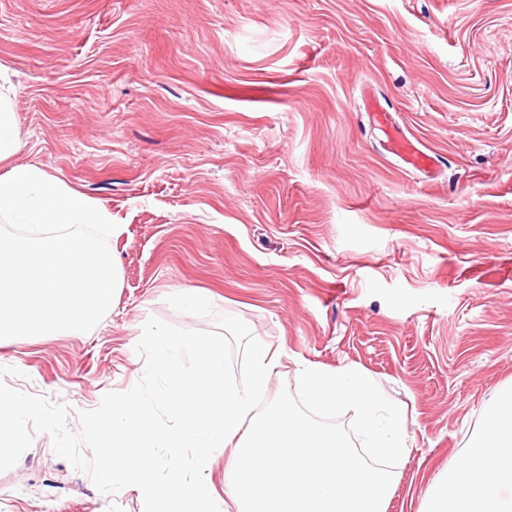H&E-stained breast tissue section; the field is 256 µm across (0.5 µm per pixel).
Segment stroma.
I'll use <instances>...</instances> for the list:
<instances>
[{"label": "stroma", "instance_id": "35a3bbf8", "mask_svg": "<svg viewBox=\"0 0 512 512\" xmlns=\"http://www.w3.org/2000/svg\"><path fill=\"white\" fill-rule=\"evenodd\" d=\"M34 165L105 207L120 286L90 332L0 341V381L79 411L141 377V326L222 315L300 365L354 367L406 417L388 512H425L512 386V0H0ZM376 93L438 158L408 170ZM207 294L186 316L180 294ZM0 512H143L37 434Z\"/></svg>", "mask_w": 512, "mask_h": 512}]
</instances>
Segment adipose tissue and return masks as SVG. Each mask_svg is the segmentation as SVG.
Returning a JSON list of instances; mask_svg holds the SVG:
<instances>
[{"mask_svg":"<svg viewBox=\"0 0 512 512\" xmlns=\"http://www.w3.org/2000/svg\"><path fill=\"white\" fill-rule=\"evenodd\" d=\"M426 512H512V388L495 394L459 463L434 486Z\"/></svg>","mask_w":512,"mask_h":512,"instance_id":"ef3b65f1","label":"adipose tissue"}]
</instances>
